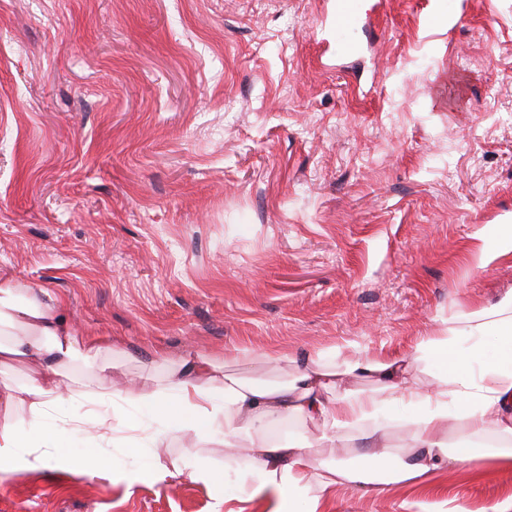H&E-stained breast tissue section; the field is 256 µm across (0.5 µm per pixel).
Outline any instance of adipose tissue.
I'll return each instance as SVG.
<instances>
[{
    "instance_id": "obj_1",
    "label": "adipose tissue",
    "mask_w": 512,
    "mask_h": 512,
    "mask_svg": "<svg viewBox=\"0 0 512 512\" xmlns=\"http://www.w3.org/2000/svg\"><path fill=\"white\" fill-rule=\"evenodd\" d=\"M492 329L497 352L489 356L484 341ZM0 333L5 336L0 366L18 360L30 365L25 386L0 392V473L48 462L71 468L70 425L40 439L33 432L44 425L51 406L72 394L65 369L76 357L101 373L119 370V362L110 361L102 345L79 349L77 331L57 304L8 280L0 282ZM415 365L434 368V385L414 380ZM161 367L160 374L122 393L155 421L154 442L172 434L201 441L219 426L230 440L292 417L319 423L320 441L330 448L352 435L364 440L347 465L312 456L306 442L292 436L263 439L238 473L237 512H246V503L266 490L288 502L304 497L316 512L314 487L326 492L359 484L380 494L392 484L426 486L451 463L512 470V293L492 307L442 321L440 335L405 353L344 356L335 347L321 349L290 380L228 375L218 360L191 350ZM359 377L371 379L374 390L339 392L343 381ZM394 427L409 431L412 457L380 447L386 430Z\"/></svg>"
}]
</instances>
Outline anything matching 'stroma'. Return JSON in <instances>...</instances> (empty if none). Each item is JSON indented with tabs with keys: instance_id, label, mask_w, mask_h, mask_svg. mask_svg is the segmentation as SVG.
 <instances>
[{
	"instance_id": "1",
	"label": "stroma",
	"mask_w": 512,
	"mask_h": 512,
	"mask_svg": "<svg viewBox=\"0 0 512 512\" xmlns=\"http://www.w3.org/2000/svg\"><path fill=\"white\" fill-rule=\"evenodd\" d=\"M0 0V280L130 355L405 350L512 292V0ZM96 450L0 476V512H232L250 438L155 445L137 412ZM186 461L155 481V462ZM212 467L221 480L192 478ZM116 471L140 473L134 488ZM440 484L463 512L512 471ZM418 490L341 488L325 512ZM354 2L355 1L351 0L336 1V10L333 15L332 25L336 31V36L341 38V41H343L345 34L358 23L359 17ZM342 48L344 50H350L351 46L344 42Z\"/></svg>"
}]
</instances>
